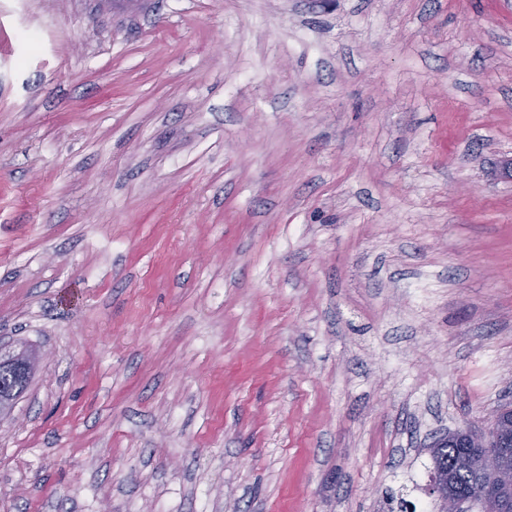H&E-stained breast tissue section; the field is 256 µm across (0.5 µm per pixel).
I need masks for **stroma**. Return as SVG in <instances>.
Returning a JSON list of instances; mask_svg holds the SVG:
<instances>
[{"label":"stroma","mask_w":512,"mask_h":512,"mask_svg":"<svg viewBox=\"0 0 512 512\" xmlns=\"http://www.w3.org/2000/svg\"><path fill=\"white\" fill-rule=\"evenodd\" d=\"M512 0H0V512H388L512 401ZM39 361L38 353L29 352L24 348L18 352L12 349L10 344L0 341V367L4 364H10L20 373L32 374Z\"/></svg>","instance_id":"35a3bbf8"}]
</instances>
